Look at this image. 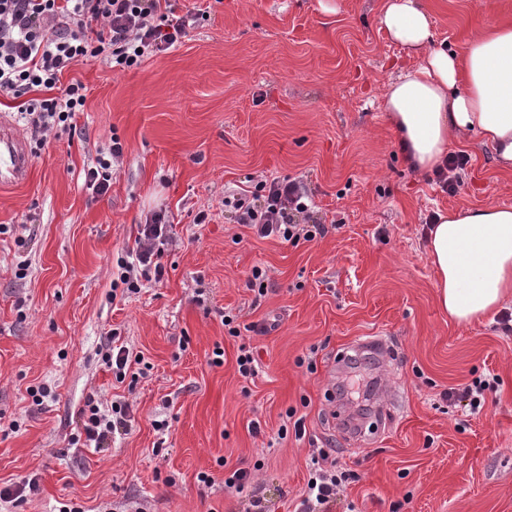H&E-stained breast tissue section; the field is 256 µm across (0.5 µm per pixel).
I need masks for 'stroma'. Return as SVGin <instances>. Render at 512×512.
<instances>
[{"instance_id": "35a3bbf8", "label": "stroma", "mask_w": 512, "mask_h": 512, "mask_svg": "<svg viewBox=\"0 0 512 512\" xmlns=\"http://www.w3.org/2000/svg\"><path fill=\"white\" fill-rule=\"evenodd\" d=\"M169 2L202 13L186 37L130 70L88 59L67 72L88 88L75 131L28 142V179L0 187V490L22 495L11 512H248L255 496L264 512H293L321 450L355 474L331 512H512V331L494 315L449 319L424 250L432 213L512 207V170L475 137L451 148L468 159L456 193L403 165L381 93L405 56L380 0L329 12L320 0ZM429 5L435 40L459 53L512 19V0ZM114 136L123 157L95 198L84 170ZM273 177L304 179L325 236L292 245L237 223L225 197ZM161 206L176 239L165 279L113 300L118 256ZM256 266L269 276L261 298L245 286ZM378 337L398 354L389 396L340 399L338 387L373 382L372 359L350 347ZM113 342L149 363L136 383L103 364ZM243 345L259 362L249 379ZM491 375L480 413L444 400ZM32 386L49 390L42 405ZM92 394L134 404L131 430L106 448L76 441ZM290 409L303 438L277 436ZM250 466L243 492L225 489Z\"/></svg>"}]
</instances>
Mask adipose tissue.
Masks as SVG:
<instances>
[{
    "mask_svg": "<svg viewBox=\"0 0 512 512\" xmlns=\"http://www.w3.org/2000/svg\"><path fill=\"white\" fill-rule=\"evenodd\" d=\"M379 23L415 66L389 80L383 110L407 167L425 177L454 143L479 138L512 168V21L473 33L465 52L436 43L427 0H381ZM439 301L466 325L512 301V209L438 213L426 230Z\"/></svg>",
    "mask_w": 512,
    "mask_h": 512,
    "instance_id": "1",
    "label": "adipose tissue"
}]
</instances>
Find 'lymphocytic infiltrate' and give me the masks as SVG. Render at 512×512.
<instances>
[{
	"label": "lymphocytic infiltrate",
	"instance_id": "f902f5d3",
	"mask_svg": "<svg viewBox=\"0 0 512 512\" xmlns=\"http://www.w3.org/2000/svg\"><path fill=\"white\" fill-rule=\"evenodd\" d=\"M192 15L172 16L162 0H0V93L19 99V112L37 144L73 127L83 111L86 86L77 80L62 83L63 73L90 58L109 67L130 69L142 59L166 51L186 36ZM238 223L258 237L299 244L327 232L312 222L314 201L303 179L260 181L253 194L225 199ZM172 241L163 211L153 212L139 225L135 246L116 261L113 289L122 296L139 293L161 282L162 262ZM133 409L129 403L88 399L83 410L86 444L106 447L114 435L128 432ZM335 468L317 465L295 512H329L342 489Z\"/></svg>",
	"mask_w": 512,
	"mask_h": 512
}]
</instances>
